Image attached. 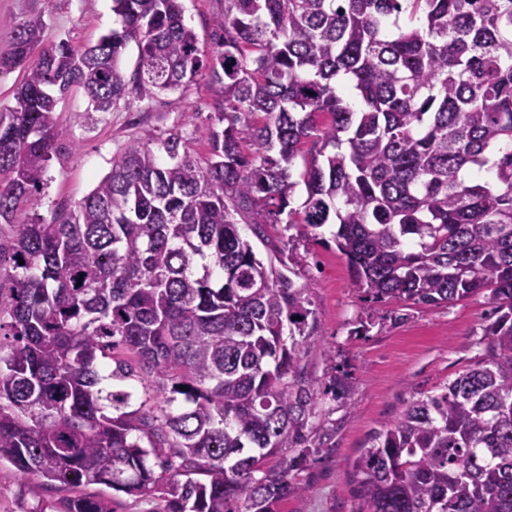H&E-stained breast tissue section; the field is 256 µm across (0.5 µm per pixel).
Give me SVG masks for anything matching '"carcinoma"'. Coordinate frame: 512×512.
I'll list each match as a JSON object with an SVG mask.
<instances>
[{
    "mask_svg": "<svg viewBox=\"0 0 512 512\" xmlns=\"http://www.w3.org/2000/svg\"><path fill=\"white\" fill-rule=\"evenodd\" d=\"M112 13L81 53L43 45L40 14L0 17V71L23 70L0 111V462L61 492L36 512H113L91 485L162 512H280L305 490L292 473L333 451L309 420L349 384L303 379L315 314L283 250L265 263L239 230L263 211L336 225L372 303L488 294L482 358L376 432L354 481L364 512H512V0H224L209 56L181 0ZM131 40L141 101L204 70L224 84L210 157L175 131L133 141L76 206L14 223L39 205L59 99L80 85L111 110Z\"/></svg>",
    "mask_w": 512,
    "mask_h": 512,
    "instance_id": "cac0c4a2",
    "label": "carcinoma"
}]
</instances>
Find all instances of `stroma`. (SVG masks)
<instances>
[{
    "mask_svg": "<svg viewBox=\"0 0 512 512\" xmlns=\"http://www.w3.org/2000/svg\"><path fill=\"white\" fill-rule=\"evenodd\" d=\"M182 5L200 50L212 53L223 37L217 20L224 15V0H182ZM33 14L44 17L45 44L64 41L78 52L117 25L112 0H0V17L19 21ZM223 103V88L205 72L149 101L128 94L107 112H91L84 89L73 87L58 106L59 150L47 168L40 204L37 210L20 211L17 223L36 216L47 220L74 206L109 173L113 157L131 141L152 145L161 133L174 130L197 160H206ZM263 230L260 239L247 226L241 233L263 260L272 247L292 241V280L305 287L316 315L320 344L301 356L305 381L321 387L333 367H344L351 391L349 404L320 406L318 420L333 452L299 473L305 490L289 497L282 512H357L354 460L369 447L374 432L399 418L408 404L437 391L479 358L492 304L484 293L440 307L384 303L383 324L365 331L361 323L371 304L354 287L345 256L329 245L330 227L318 229L313 239L289 237L279 224ZM38 502L10 464L1 463L0 512H34Z\"/></svg>",
    "mask_w": 512,
    "mask_h": 512,
    "instance_id": "obj_1",
    "label": "stroma"
}]
</instances>
